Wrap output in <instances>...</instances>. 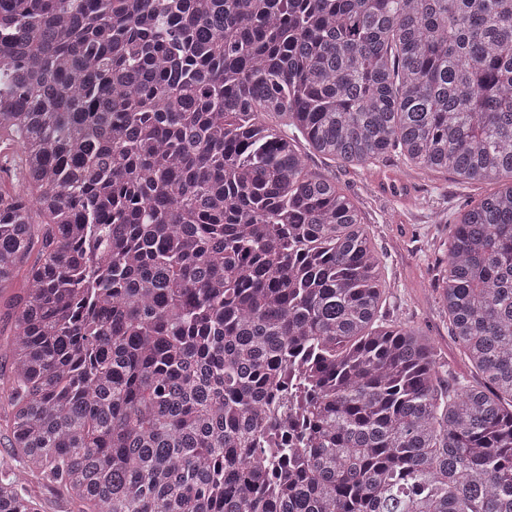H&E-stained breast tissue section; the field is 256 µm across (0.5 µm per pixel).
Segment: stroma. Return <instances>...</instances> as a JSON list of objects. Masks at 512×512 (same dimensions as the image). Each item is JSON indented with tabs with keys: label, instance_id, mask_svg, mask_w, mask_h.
Segmentation results:
<instances>
[{
	"label": "stroma",
	"instance_id": "obj_1",
	"mask_svg": "<svg viewBox=\"0 0 512 512\" xmlns=\"http://www.w3.org/2000/svg\"><path fill=\"white\" fill-rule=\"evenodd\" d=\"M312 170L332 177L356 204L369 226L391 286L385 308L391 317L414 324L430 336L455 375L474 379L475 370L448 334L437 267L447 231L434 223L436 211L455 212L490 191L488 181L462 183L452 174L419 169L397 154L376 166L309 160Z\"/></svg>",
	"mask_w": 512,
	"mask_h": 512
}]
</instances>
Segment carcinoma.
<instances>
[{"mask_svg": "<svg viewBox=\"0 0 512 512\" xmlns=\"http://www.w3.org/2000/svg\"><path fill=\"white\" fill-rule=\"evenodd\" d=\"M0 140V512H512V182L435 214L474 386L308 165L512 179V0H0ZM31 489L41 501L45 512H79L82 508L81 504L69 499L54 484L33 479Z\"/></svg>", "mask_w": 512, "mask_h": 512, "instance_id": "obj_1", "label": "carcinoma"}]
</instances>
